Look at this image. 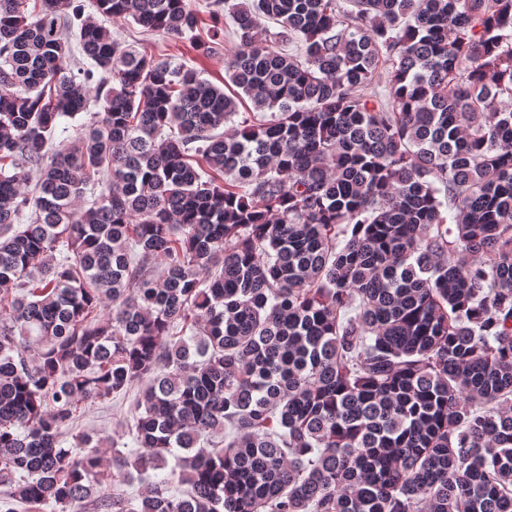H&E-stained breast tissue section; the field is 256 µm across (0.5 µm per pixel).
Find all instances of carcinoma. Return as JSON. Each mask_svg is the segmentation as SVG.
<instances>
[{"label": "carcinoma", "mask_w": 512, "mask_h": 512, "mask_svg": "<svg viewBox=\"0 0 512 512\" xmlns=\"http://www.w3.org/2000/svg\"><path fill=\"white\" fill-rule=\"evenodd\" d=\"M95 4L225 87L0 0V512H512V0ZM84 14L89 15L99 24L108 28L112 37L126 45H132L161 59H171L175 63L185 64L201 72V77L215 85L224 86V53L213 56L202 55L190 47L187 40H172L144 32L141 26L132 20L106 18L95 8V0H82ZM137 391L134 388L125 396L86 404L72 425L73 435L89 434L94 439L93 444L97 439L105 440L98 448L105 460L112 459V450L124 453L136 450L131 428L138 414L135 407ZM112 441L116 448H112Z\"/></svg>", "instance_id": "obj_1"}]
</instances>
